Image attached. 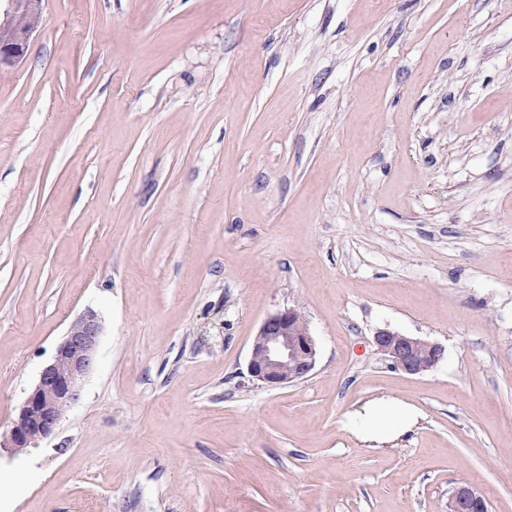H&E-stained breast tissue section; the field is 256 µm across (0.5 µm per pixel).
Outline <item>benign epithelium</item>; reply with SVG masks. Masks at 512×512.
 Instances as JSON below:
<instances>
[{"instance_id":"obj_1","label":"benign epithelium","mask_w":512,"mask_h":512,"mask_svg":"<svg viewBox=\"0 0 512 512\" xmlns=\"http://www.w3.org/2000/svg\"><path fill=\"white\" fill-rule=\"evenodd\" d=\"M0 14L27 17L31 22L0 34V68L21 62L29 41L39 28L42 0H3ZM299 316L287 308L268 316L255 336L248 372L252 380L277 388L307 378L316 365L317 351L311 336L298 328ZM103 326L98 314L88 309L70 325L57 345L52 360L19 406L9 433L12 450L31 448L55 433L68 408L81 396L93 369ZM376 350L408 375L422 374L445 357L435 341L380 329L373 337ZM448 512H487L485 498L474 487L461 484L448 498Z\"/></svg>"}]
</instances>
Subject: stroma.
Returning a JSON list of instances; mask_svg holds the SVG:
<instances>
[{
  "instance_id": "1",
  "label": "stroma",
  "mask_w": 512,
  "mask_h": 512,
  "mask_svg": "<svg viewBox=\"0 0 512 512\" xmlns=\"http://www.w3.org/2000/svg\"><path fill=\"white\" fill-rule=\"evenodd\" d=\"M287 307L316 367L252 383ZM89 309L0 512H512V0H43L0 69V442ZM103 326L94 310H86L70 325L52 360L19 406L9 433V446L26 452L55 433L68 408L81 396L93 369ZM376 350L408 375H419L438 365L445 357L444 347L435 341L380 329L373 337ZM411 421L409 410L400 403L380 406L354 423L356 432L363 436L383 437L402 431ZM485 511H488L485 498L468 484L457 485L449 495L448 512Z\"/></svg>"
}]
</instances>
